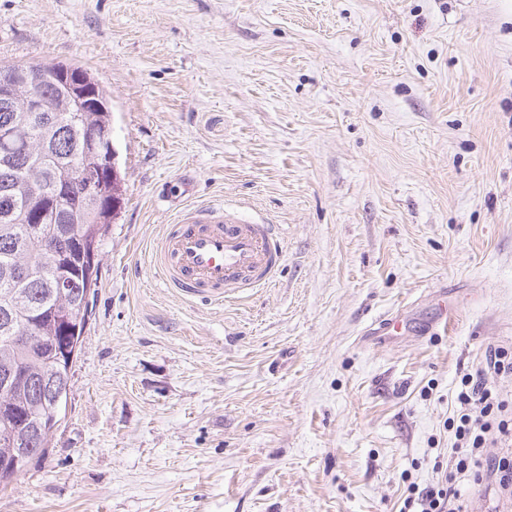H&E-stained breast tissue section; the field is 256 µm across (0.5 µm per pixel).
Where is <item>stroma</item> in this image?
<instances>
[{
  "mask_svg": "<svg viewBox=\"0 0 512 512\" xmlns=\"http://www.w3.org/2000/svg\"><path fill=\"white\" fill-rule=\"evenodd\" d=\"M16 61L95 75L124 192L65 414L0 512H399L432 485L462 375L512 349V0H0ZM224 203L277 226L282 270L185 299L151 254Z\"/></svg>",
  "mask_w": 512,
  "mask_h": 512,
  "instance_id": "stroma-1",
  "label": "stroma"
}]
</instances>
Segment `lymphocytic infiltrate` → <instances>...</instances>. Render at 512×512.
<instances>
[{"mask_svg": "<svg viewBox=\"0 0 512 512\" xmlns=\"http://www.w3.org/2000/svg\"><path fill=\"white\" fill-rule=\"evenodd\" d=\"M511 374L512 351L494 348L473 372L462 376L448 424L465 453L453 459L450 473L441 474L435 484L411 490L400 512H466L455 485L459 474L491 477L501 490H512V460L491 459L483 453L489 436L512 442V419L506 417V406L492 388L496 378Z\"/></svg>", "mask_w": 512, "mask_h": 512, "instance_id": "lymphocytic-infiltrate-1", "label": "lymphocytic infiltrate"}]
</instances>
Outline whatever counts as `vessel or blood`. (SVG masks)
I'll return each instance as SVG.
<instances>
[{
    "instance_id": "obj_1",
    "label": "vessel or blood",
    "mask_w": 512,
    "mask_h": 512,
    "mask_svg": "<svg viewBox=\"0 0 512 512\" xmlns=\"http://www.w3.org/2000/svg\"><path fill=\"white\" fill-rule=\"evenodd\" d=\"M284 257L274 226L246 218L241 207H189L168 226L152 261L181 296L221 302L269 286Z\"/></svg>"
}]
</instances>
